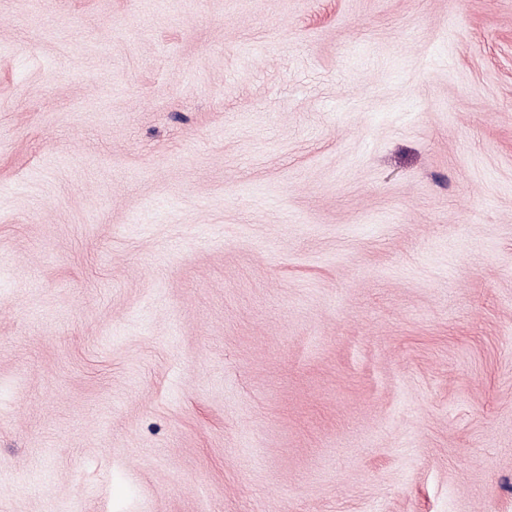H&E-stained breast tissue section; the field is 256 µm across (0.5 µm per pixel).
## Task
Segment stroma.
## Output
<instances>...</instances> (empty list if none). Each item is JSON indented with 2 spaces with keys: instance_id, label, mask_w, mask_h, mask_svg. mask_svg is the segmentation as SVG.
I'll use <instances>...</instances> for the list:
<instances>
[{
  "instance_id": "35a3bbf8",
  "label": "stroma",
  "mask_w": 512,
  "mask_h": 512,
  "mask_svg": "<svg viewBox=\"0 0 512 512\" xmlns=\"http://www.w3.org/2000/svg\"><path fill=\"white\" fill-rule=\"evenodd\" d=\"M0 512H512V0H0Z\"/></svg>"
}]
</instances>
